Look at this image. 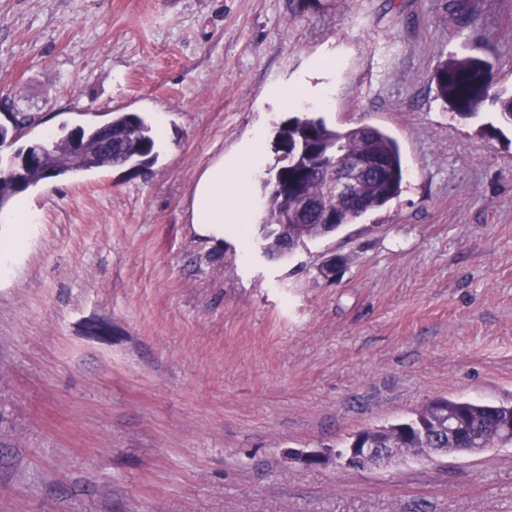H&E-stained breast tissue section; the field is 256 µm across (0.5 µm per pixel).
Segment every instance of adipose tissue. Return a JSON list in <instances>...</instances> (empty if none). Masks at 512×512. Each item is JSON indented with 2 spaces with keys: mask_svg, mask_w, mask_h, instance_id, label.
I'll return each instance as SVG.
<instances>
[{
  "mask_svg": "<svg viewBox=\"0 0 512 512\" xmlns=\"http://www.w3.org/2000/svg\"><path fill=\"white\" fill-rule=\"evenodd\" d=\"M250 160L212 163L198 180L191 203L195 230L204 236L223 238L228 224L246 223L251 211L248 187L255 174V162L262 156L261 141H253Z\"/></svg>",
  "mask_w": 512,
  "mask_h": 512,
  "instance_id": "adipose-tissue-1",
  "label": "adipose tissue"
}]
</instances>
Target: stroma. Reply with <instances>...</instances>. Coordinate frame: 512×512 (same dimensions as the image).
Returning <instances> with one entry per match:
<instances>
[{
  "label": "stroma",
  "mask_w": 512,
  "mask_h": 512,
  "mask_svg": "<svg viewBox=\"0 0 512 512\" xmlns=\"http://www.w3.org/2000/svg\"><path fill=\"white\" fill-rule=\"evenodd\" d=\"M451 53L512 89V0H0V123L23 127L0 158L113 111L167 138L150 171L23 194L28 247L0 255V512H512V447L337 457L436 396L512 401V124L438 98ZM297 108L388 131L400 196L283 261L197 234L203 170L257 136L273 166Z\"/></svg>",
  "instance_id": "35a3bbf8"
}]
</instances>
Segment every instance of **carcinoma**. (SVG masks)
I'll return each mask as SVG.
<instances>
[{"instance_id": "carcinoma-1", "label": "carcinoma", "mask_w": 512, "mask_h": 512, "mask_svg": "<svg viewBox=\"0 0 512 512\" xmlns=\"http://www.w3.org/2000/svg\"><path fill=\"white\" fill-rule=\"evenodd\" d=\"M493 67L479 57L451 55L439 62L434 71L438 98L460 116H472L488 100L499 106L502 118L512 122V93L492 91ZM108 125L112 127V155L99 149L97 125L80 127L85 156L72 157L69 144L72 131L63 126L53 141L48 165L27 170L25 184H18V166L10 162L0 165V208L17 194L39 182L91 169L131 165L150 168L156 161L152 128L145 118L134 112H114ZM274 147L278 154L274 175L261 182L264 216L258 225L265 254L284 255L308 240L334 234L366 213L379 209L402 192L404 170L398 142L380 127L363 125L336 129L314 112H298L283 121L275 131ZM358 155L380 162L383 175L372 180L366 193L356 201L336 202L334 220L307 207L281 227L285 213H293L295 194L302 190L309 202L324 208L325 189L333 176L336 159ZM456 417L457 438L439 430L442 414ZM512 404H483L464 399L436 397L416 410L412 417L393 424L364 429L348 442L349 448H361L367 442L384 444L395 441L412 448L456 447L495 448L512 445Z\"/></svg>"}]
</instances>
